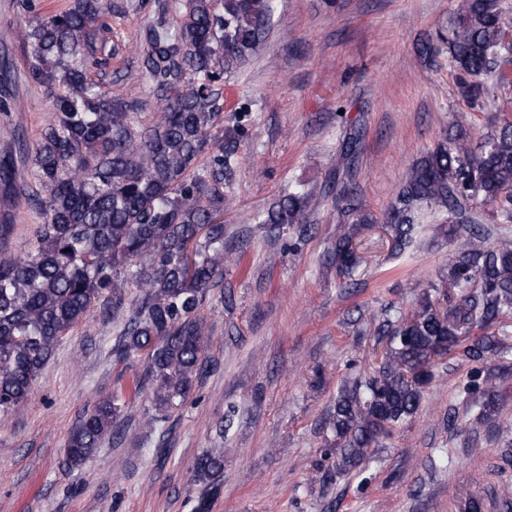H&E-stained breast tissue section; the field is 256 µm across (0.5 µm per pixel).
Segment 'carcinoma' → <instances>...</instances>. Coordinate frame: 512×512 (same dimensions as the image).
<instances>
[{
	"label": "carcinoma",
	"mask_w": 512,
	"mask_h": 512,
	"mask_svg": "<svg viewBox=\"0 0 512 512\" xmlns=\"http://www.w3.org/2000/svg\"><path fill=\"white\" fill-rule=\"evenodd\" d=\"M176 29L164 20L149 28L143 67L166 93L157 122L133 126L140 104L102 89L92 78L99 33L109 30L112 0H73L64 11L39 14L24 31L29 77L53 94L54 119L43 130L33 165L46 195L33 204L43 214L20 255L0 254V414L28 401L34 382L68 335L98 304L127 307V320L112 356L145 355L134 393L150 390L152 424L168 418L205 369L210 325L204 306L224 277V180L240 163L242 121L224 128V79L259 48L273 14V0H182ZM512 28L500 0H460L447 31L421 43L433 57L448 52L466 106L489 95L485 79L498 71L503 32ZM357 139L342 154L349 181L338 190L343 224L334 252L345 277L359 257L352 246L361 224L350 191ZM481 197L499 204L512 221V122L506 121L479 150L458 131L443 138L406 171L386 224L394 248L410 247L419 211L429 207L439 231L468 243L448 278L410 312L378 322L385 339L382 361L366 378L337 390L328 447L345 473L374 459L379 439L415 416L434 373L432 357L443 347L472 365L463 390L477 395L476 420L492 422L500 409L489 359L507 346L495 335L471 337L512 314V241L488 243V228L464 221ZM308 194L292 189L258 215L271 230L308 223ZM137 289L125 302L124 288ZM117 398L96 402L71 427L66 463L82 467L113 433ZM224 455L204 451L193 465L203 485L194 512H211L220 493Z\"/></svg>",
	"instance_id": "carcinoma-1"
}]
</instances>
